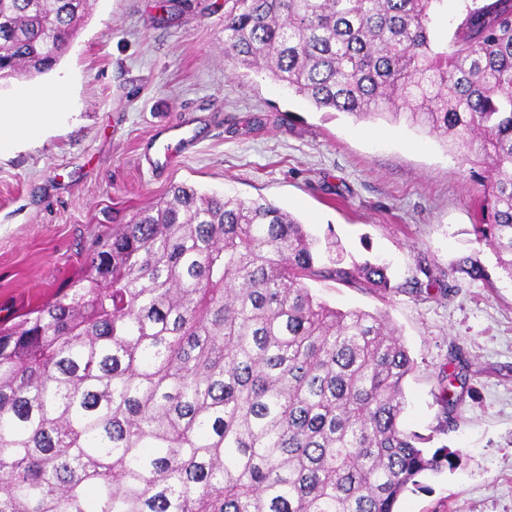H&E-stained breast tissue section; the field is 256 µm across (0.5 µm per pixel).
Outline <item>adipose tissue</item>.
<instances>
[{
	"label": "adipose tissue",
	"mask_w": 512,
	"mask_h": 512,
	"mask_svg": "<svg viewBox=\"0 0 512 512\" xmlns=\"http://www.w3.org/2000/svg\"><path fill=\"white\" fill-rule=\"evenodd\" d=\"M67 100L65 82L41 95L17 89L9 100H0V150L13 145L16 135L32 138L60 116Z\"/></svg>",
	"instance_id": "obj_1"
}]
</instances>
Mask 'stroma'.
<instances>
[{
    "instance_id": "stroma-1",
    "label": "stroma",
    "mask_w": 512,
    "mask_h": 512,
    "mask_svg": "<svg viewBox=\"0 0 512 512\" xmlns=\"http://www.w3.org/2000/svg\"><path fill=\"white\" fill-rule=\"evenodd\" d=\"M234 0H90L58 64L0 81V98L66 78L63 119L0 152V318L12 319L77 278L94 238L127 224L171 187L266 198L318 235L344 264L379 258L393 288L332 279L314 294L386 316L416 362L405 429L457 450L399 512H512V280L479 240L473 164L410 126L322 112L224 59ZM192 121L197 142L167 172L146 158L156 133ZM463 374L444 416L439 371Z\"/></svg>"
}]
</instances>
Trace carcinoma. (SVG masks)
<instances>
[{"label": "carcinoma", "mask_w": 512, "mask_h": 512, "mask_svg": "<svg viewBox=\"0 0 512 512\" xmlns=\"http://www.w3.org/2000/svg\"><path fill=\"white\" fill-rule=\"evenodd\" d=\"M237 2L234 66L478 147L475 232L512 279V0H471L445 43L447 0ZM88 3L0 0V78L49 70ZM343 258L264 198L185 184L96 238L70 287L0 322V512H397L457 453L401 426L399 331L308 287L390 288Z\"/></svg>", "instance_id": "1"}]
</instances>
